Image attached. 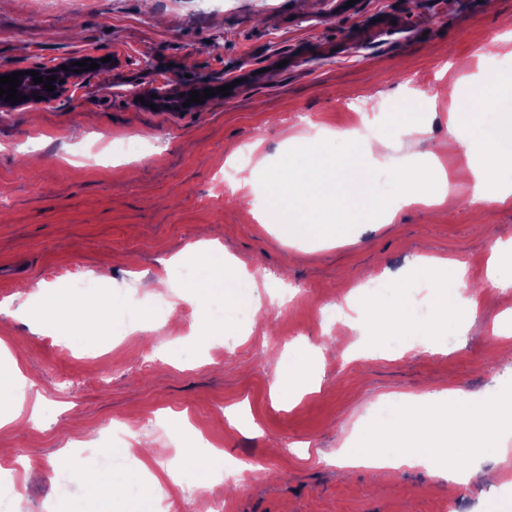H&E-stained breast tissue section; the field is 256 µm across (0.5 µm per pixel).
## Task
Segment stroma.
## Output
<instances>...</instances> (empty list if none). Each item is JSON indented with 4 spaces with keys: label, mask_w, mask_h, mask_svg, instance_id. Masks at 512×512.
<instances>
[{
    "label": "stroma",
    "mask_w": 512,
    "mask_h": 512,
    "mask_svg": "<svg viewBox=\"0 0 512 512\" xmlns=\"http://www.w3.org/2000/svg\"><path fill=\"white\" fill-rule=\"evenodd\" d=\"M512 0H0V67L40 70L66 57H111L61 100L0 112V368L26 378L25 405L0 427V481L16 482L31 512H126L111 495L84 499L73 471L101 463L113 428L153 441L145 464L164 476L178 462L174 499L184 512H486L498 483L512 482V439L478 449L481 482L449 487L422 469L372 484L366 469L332 457L360 446L353 396L396 417L405 394L443 388L482 400L512 396V295L487 288L489 247L512 241V201L471 202L463 175L486 161L469 154L473 136L448 138L439 90L460 63L463 93L512 81V38L501 20ZM230 85L174 113L133 103V88L174 81ZM425 135L399 127L412 114ZM381 129L389 153L424 169L447 168L446 200L398 209L390 223L338 240L253 217L298 136H356ZM140 151L104 162L124 141ZM260 163L252 186L224 183L245 152ZM219 242L232 260L224 282L262 271L283 306H266L250 328L239 317L212 318L205 300L188 305L157 278L179 280L174 258L199 239ZM467 265L478 308L466 336L448 325L437 353L356 355L346 324L325 325L328 305L345 306L365 278L399 288L414 283L424 258ZM87 279L79 290L72 279ZM94 309L104 335L67 349V327L38 324L45 295ZM321 348L308 357L318 392L276 400L272 382L287 347ZM246 418L227 428V410ZM260 475L248 487L209 486L212 449Z\"/></svg>",
    "instance_id": "1"
}]
</instances>
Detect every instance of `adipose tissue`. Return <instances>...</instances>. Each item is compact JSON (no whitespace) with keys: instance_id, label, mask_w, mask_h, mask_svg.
Listing matches in <instances>:
<instances>
[{"instance_id":"ef3b65f1","label":"adipose tissue","mask_w":512,"mask_h":512,"mask_svg":"<svg viewBox=\"0 0 512 512\" xmlns=\"http://www.w3.org/2000/svg\"><path fill=\"white\" fill-rule=\"evenodd\" d=\"M502 96L486 92L477 104L467 106L462 118L448 121L449 138H457L459 120H466L475 138L473 149L493 159L495 169L512 168V115L504 117L493 137L483 132L487 112L501 109ZM376 144L370 141H347L342 157L314 153L310 167L290 168L272 180L268 212L283 232L321 229L322 209H329L341 217L343 224H374L386 211L379 192L374 153ZM185 255L202 256L209 276L195 289L182 292L181 297L192 302L209 295L212 284L223 282L227 259L221 247L202 239L188 245ZM432 288L435 301L432 316L421 328L422 336L434 335L447 322L454 320L459 333L470 327L476 303L463 297L466 265L443 258L431 259L422 271ZM348 307L354 317L351 324L362 334L377 337L402 324H411L412 308L403 297L378 295L372 298L353 293ZM439 406H432L414 396L405 397L400 416L390 421L373 418L366 422V442L359 448H343L335 463L343 468H366L380 477L394 475L405 468L422 467L430 474L443 478L456 486L476 481L480 473L475 469L452 470L445 461L457 455V438H465L471 447H482L487 427H494L503 435H512V408H501L492 402L461 397L456 390L435 391ZM428 427L424 444L418 448L382 451L387 440L406 435L410 426ZM75 480L82 495L95 499L111 494L113 499L124 500L129 495L126 481L116 477L109 467H94L77 473Z\"/></svg>"}]
</instances>
